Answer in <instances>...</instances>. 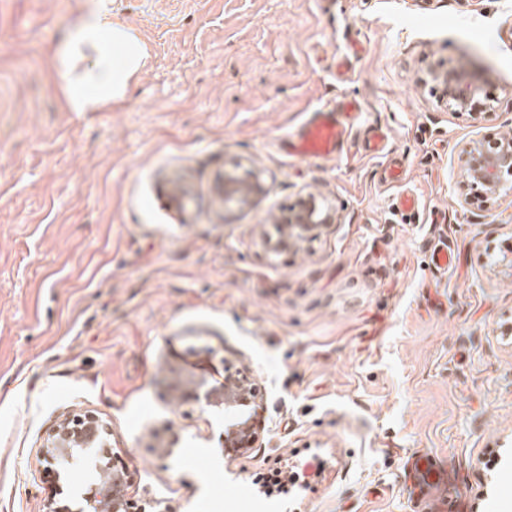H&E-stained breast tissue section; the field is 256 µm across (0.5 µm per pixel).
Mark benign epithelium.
Instances as JSON below:
<instances>
[{"label": "benign epithelium", "mask_w": 512, "mask_h": 512, "mask_svg": "<svg viewBox=\"0 0 512 512\" xmlns=\"http://www.w3.org/2000/svg\"><path fill=\"white\" fill-rule=\"evenodd\" d=\"M435 85L448 106L464 111L481 110L492 101V96L482 87L462 81L453 70L436 69L431 73ZM466 156L464 184L474 199L484 201L494 197L506 175L512 174V139L504 138L494 142L472 141L463 148ZM221 192L224 201L236 200L245 203L257 192V186L226 178ZM330 209L316 197L307 194L280 218L278 239L274 249L291 251L301 243L317 236L333 223ZM206 380L188 379L179 382V403L199 407L224 408L234 414L235 425L226 432L224 447L246 449L252 447L256 431L253 413L262 399L259 384L246 371L224 361V387L217 390L205 389ZM107 424L95 413L85 411L65 418L50 434L45 447L52 449V455L60 458L86 456L94 478L88 482L85 498L100 497L112 502V512H130L131 499L128 485L113 478L114 461L102 462L98 456H107Z\"/></svg>", "instance_id": "obj_1"}]
</instances>
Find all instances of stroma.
I'll list each match as a JSON object with an SVG mask.
<instances>
[{
	"label": "stroma",
	"instance_id": "35a3bbf8",
	"mask_svg": "<svg viewBox=\"0 0 512 512\" xmlns=\"http://www.w3.org/2000/svg\"><path fill=\"white\" fill-rule=\"evenodd\" d=\"M93 6L0 0V512H47L91 480L45 459L82 411L130 496L170 512H512V175L481 208L462 189L464 144L512 137V0H112L147 65L123 102L70 112L55 50ZM438 66L491 107L440 103ZM342 97L363 119L341 159L279 151ZM372 127L401 188L363 149ZM227 176L261 191L225 201ZM176 184L179 209L160 207ZM401 190L415 219L391 208ZM309 193L334 223L275 251ZM226 359L264 394L236 455L223 412L172 390ZM294 467L297 492H260Z\"/></svg>",
	"mask_w": 512,
	"mask_h": 512
}]
</instances>
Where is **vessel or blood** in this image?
Wrapping results in <instances>:
<instances>
[{
    "instance_id": "b4317fda",
    "label": "vessel or blood",
    "mask_w": 512,
    "mask_h": 512,
    "mask_svg": "<svg viewBox=\"0 0 512 512\" xmlns=\"http://www.w3.org/2000/svg\"><path fill=\"white\" fill-rule=\"evenodd\" d=\"M359 116L360 104L354 99L322 106L311 111L294 132L281 138L278 146L289 157L302 161L341 157Z\"/></svg>"
}]
</instances>
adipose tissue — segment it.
<instances>
[{"label": "adipose tissue", "instance_id": "1", "mask_svg": "<svg viewBox=\"0 0 512 512\" xmlns=\"http://www.w3.org/2000/svg\"><path fill=\"white\" fill-rule=\"evenodd\" d=\"M56 54L65 105L72 112H98L121 102L147 63L140 38L113 20L109 0H99L77 19Z\"/></svg>", "mask_w": 512, "mask_h": 512}]
</instances>
